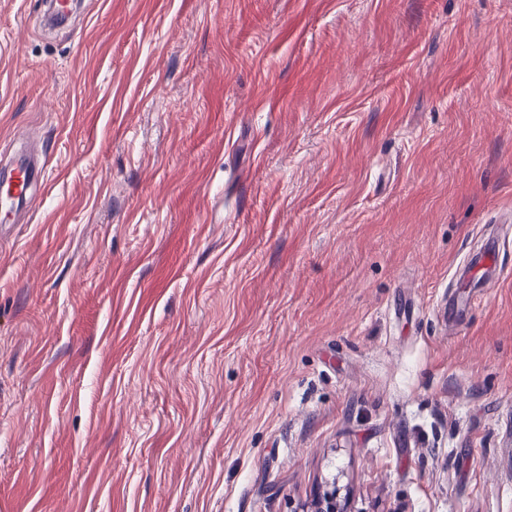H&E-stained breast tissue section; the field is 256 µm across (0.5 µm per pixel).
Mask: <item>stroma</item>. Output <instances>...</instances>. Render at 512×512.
<instances>
[{
  "label": "stroma",
  "mask_w": 512,
  "mask_h": 512,
  "mask_svg": "<svg viewBox=\"0 0 512 512\" xmlns=\"http://www.w3.org/2000/svg\"><path fill=\"white\" fill-rule=\"evenodd\" d=\"M47 2L0 0V164L49 160L0 512H512V0Z\"/></svg>",
  "instance_id": "1"
}]
</instances>
